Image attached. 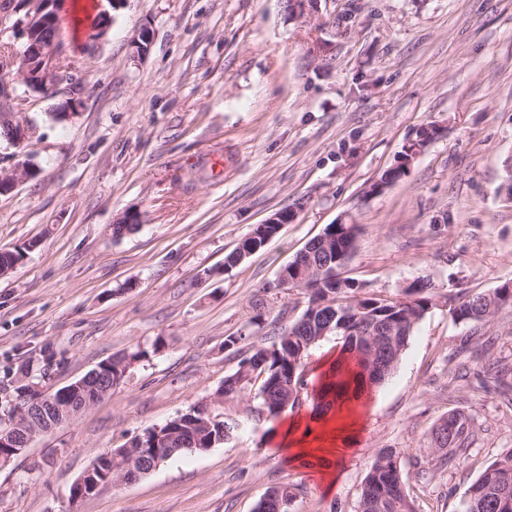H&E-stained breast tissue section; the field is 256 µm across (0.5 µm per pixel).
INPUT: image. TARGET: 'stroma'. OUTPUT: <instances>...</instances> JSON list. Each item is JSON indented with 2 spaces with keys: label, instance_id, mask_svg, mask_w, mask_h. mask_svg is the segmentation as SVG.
<instances>
[{
  "label": "stroma",
  "instance_id": "35a3bbf8",
  "mask_svg": "<svg viewBox=\"0 0 512 512\" xmlns=\"http://www.w3.org/2000/svg\"><path fill=\"white\" fill-rule=\"evenodd\" d=\"M104 36L65 31L79 69L74 118L55 99L18 111L31 142L0 141V168L32 155L37 174L0 195V248L35 247L0 276V379L52 354L43 387L100 361L164 345L72 423L37 436L0 468V512H255L291 487L290 512H357L381 448H397L417 512H459L484 466L512 449V396L484 373L512 366V308L454 321L464 295L512 283V0H126ZM145 56L133 53L141 29ZM436 127L407 173L370 185L420 130ZM211 177L197 179L198 165ZM293 210L260 251L226 256L273 213ZM129 212L139 226H112ZM330 224L357 225L343 277L396 295L427 283L433 304L362 411L359 445L322 481L286 460L281 422H255L254 388L216 399L240 360L270 345L306 298L278 271ZM209 402L230 440L167 461L136 483L71 508L70 489L101 454ZM474 420L465 461L439 467L431 430Z\"/></svg>",
  "mask_w": 512,
  "mask_h": 512
}]
</instances>
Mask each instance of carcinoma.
Masks as SVG:
<instances>
[{
	"mask_svg": "<svg viewBox=\"0 0 512 512\" xmlns=\"http://www.w3.org/2000/svg\"><path fill=\"white\" fill-rule=\"evenodd\" d=\"M331 241L313 239L288 266L303 263L312 270L314 287L305 289L307 305L300 316L285 328L269 346H253L239 361L238 369L224 380L218 396L225 397L259 383L257 403L251 409L257 417L277 418L285 411L300 410L293 395L308 394L310 385L306 361L310 351L323 338L334 335L340 340L347 365L363 381L366 393L379 387L397 366L414 328L430 309L432 296L425 285L406 289L397 296H383L361 291V286L345 278L336 279V248H355L357 225L331 224ZM33 247L0 249V275H6ZM330 298L335 306H321ZM506 306L512 307V288H496L487 293H474L453 309L455 320L489 322ZM382 327L392 333L393 343L383 351L380 360L388 364L379 371L366 363L371 327ZM149 357L139 347L98 363V376L111 386L125 377L131 366ZM38 394L30 382L19 379L0 387V432L9 429L17 409L38 407ZM235 424L210 417L207 405L198 403L182 415L181 422L161 425L160 432L141 433L134 437L136 446L118 448L110 458L99 456L91 470L100 489L133 472L147 473L170 459L194 453L196 448H213L233 434ZM470 436L469 418L451 413L446 422L432 431L434 449L441 464L454 466L466 453ZM400 449L381 448L374 457L361 490L357 512H416L414 500L404 488L400 472ZM461 512H512V450L490 461L463 494Z\"/></svg>",
	"mask_w": 512,
	"mask_h": 512,
	"instance_id": "carcinoma-1",
	"label": "carcinoma"
}]
</instances>
